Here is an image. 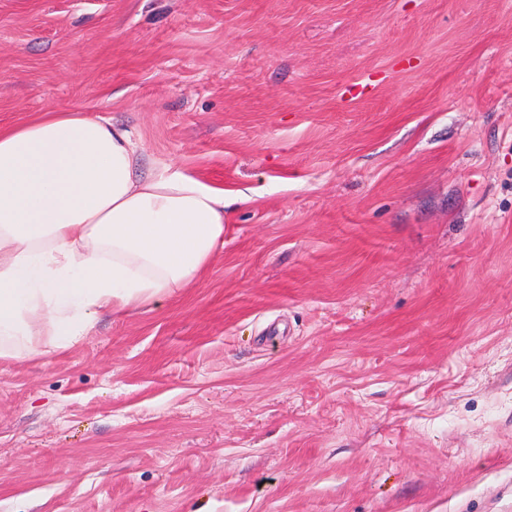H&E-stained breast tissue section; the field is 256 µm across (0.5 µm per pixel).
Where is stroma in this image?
I'll return each instance as SVG.
<instances>
[{"mask_svg":"<svg viewBox=\"0 0 512 512\" xmlns=\"http://www.w3.org/2000/svg\"><path fill=\"white\" fill-rule=\"evenodd\" d=\"M72 108L224 248L0 359V512H512V0H0V126Z\"/></svg>","mask_w":512,"mask_h":512,"instance_id":"stroma-1","label":"stroma"}]
</instances>
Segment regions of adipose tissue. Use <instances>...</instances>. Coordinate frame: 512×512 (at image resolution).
I'll return each mask as SVG.
<instances>
[{"label": "adipose tissue", "mask_w": 512, "mask_h": 512, "mask_svg": "<svg viewBox=\"0 0 512 512\" xmlns=\"http://www.w3.org/2000/svg\"><path fill=\"white\" fill-rule=\"evenodd\" d=\"M139 157L127 129L78 109L0 128V358L37 355V336L73 346L223 249V189Z\"/></svg>", "instance_id": "adipose-tissue-1"}]
</instances>
